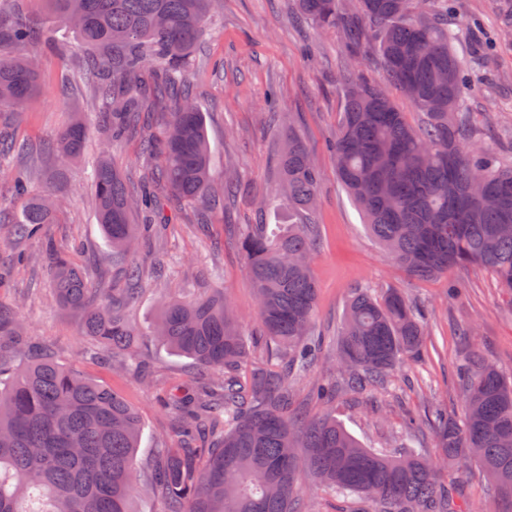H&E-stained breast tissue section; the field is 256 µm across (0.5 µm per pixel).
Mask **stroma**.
<instances>
[{
	"label": "stroma",
	"mask_w": 512,
	"mask_h": 512,
	"mask_svg": "<svg viewBox=\"0 0 512 512\" xmlns=\"http://www.w3.org/2000/svg\"><path fill=\"white\" fill-rule=\"evenodd\" d=\"M501 4L502 0H456L463 17L500 33L488 52L484 91L471 101L484 143L496 142L504 130L512 128V31L501 30ZM17 6L37 20L43 33L35 51L43 86L22 110L0 114V132L41 144L51 140L74 113H81L90 128L82 159L59 172L38 171L32 188L37 193L49 186L56 190V221L44 225L43 233L59 247L73 249L75 263L94 277L109 251L96 219L92 165L102 150H109L130 186L141 188L142 147L148 132L140 129L112 142L83 85L74 33L60 26L41 0H18ZM350 65L358 82L383 84L377 54L351 61L340 30H312L298 0H221L193 53L188 80L205 119L213 178L219 184L234 178L237 191L226 209H214L203 225L193 208L165 201V231L145 236L139 252L144 270H152L160 260L167 264L168 287H144L129 315L143 329L155 321L165 291L187 288L200 297L220 287L243 333L259 334L256 296L231 227L257 223L259 203L276 202L280 141L288 131H296L321 175L315 215L319 237L311 256L317 283V329L329 335L335 332L351 289L359 285L370 286L380 295L397 289L424 305L427 314L428 335L421 356L397 370L395 390L379 393L374 406L340 399L337 418L372 448L394 452L406 442L420 443L449 486L475 512H497L498 498L487 476L474 466L449 471L422 415L432 407L462 415L465 401L457 369L472 350L512 370V293L480 268L427 279L413 277L368 232L360 210L338 180L336 163L327 149L336 136ZM0 262L11 267L9 279L0 283V298L18 303L36 343L59 363L112 387L140 412L144 429L137 455L142 468L150 469L158 448L177 443L160 397L174 386L206 378V370L149 336L142 337L137 357L149 369L151 380L97 360L91 339L81 333L80 314L60 308L53 300L38 243L20 241L0 247ZM452 281L460 288L454 298L448 295ZM405 405L421 417L410 432L400 427Z\"/></svg>",
	"instance_id": "35a3bbf8"
}]
</instances>
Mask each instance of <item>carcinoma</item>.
Wrapping results in <instances>:
<instances>
[{
  "instance_id": "cac0c4a2",
  "label": "carcinoma",
  "mask_w": 512,
  "mask_h": 512,
  "mask_svg": "<svg viewBox=\"0 0 512 512\" xmlns=\"http://www.w3.org/2000/svg\"><path fill=\"white\" fill-rule=\"evenodd\" d=\"M73 29L94 105L112 132L143 123L162 128L144 144V165L161 191L206 213L224 201L211 187L203 116L184 81L191 53L216 0H45ZM316 31L340 28L345 40L377 46L385 78L419 110L410 125L378 87L349 82L332 146L338 179L370 233L417 278L480 266L512 292V164L476 142L468 99L479 90L483 57L458 54L481 28L462 23L448 0H298ZM39 29L0 0V108L17 110L40 91L32 56ZM89 129L76 118L53 142L34 148L0 138L11 167V195L0 216L13 240H39L55 302L81 315V332L106 361L127 367L140 332L127 317L142 280L135 264L134 214L159 198L130 189L104 153L93 169L96 217L112 264L129 288L90 279L70 254L41 240L54 223L55 197L31 195L28 158L62 169L79 158ZM279 175L294 224H241L239 249L256 292L261 344L277 363L246 380L239 370L250 342L237 327L224 290L163 302L152 336L212 371L196 387L161 398L179 443L159 449L146 483L137 478L141 418L111 387L33 353L14 304L0 300V512H134L147 496L165 512H308L297 475L306 468L333 495L371 505L360 512H469L421 451L399 456L366 448L328 411L308 418L296 404L297 380L321 359L315 328L317 285L309 265L316 246L313 202L320 175L301 139L288 132ZM426 336L424 306L398 291L384 297L354 290L335 349L339 378L321 379L311 399L324 407L344 394L372 399L416 355ZM463 417L434 415V442L448 465H478L512 512V373L478 353L460 367ZM303 448V458L295 449Z\"/></svg>"
}]
</instances>
